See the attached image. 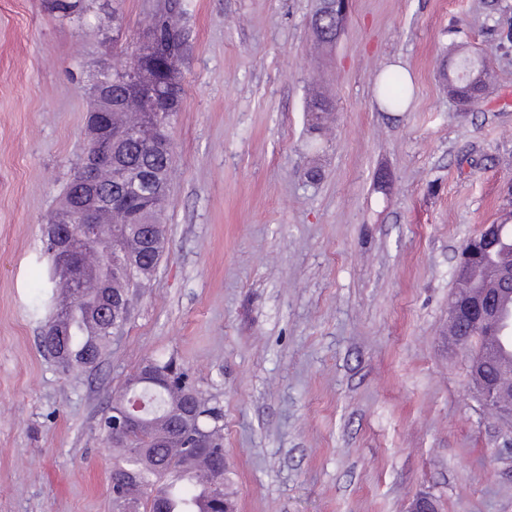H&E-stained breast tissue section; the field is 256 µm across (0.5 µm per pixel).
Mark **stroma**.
Returning <instances> with one entry per match:
<instances>
[{
	"instance_id": "obj_1",
	"label": "stroma",
	"mask_w": 512,
	"mask_h": 512,
	"mask_svg": "<svg viewBox=\"0 0 512 512\" xmlns=\"http://www.w3.org/2000/svg\"><path fill=\"white\" fill-rule=\"evenodd\" d=\"M187 0L167 245L90 372L65 373L42 226L80 162L82 70L119 67L96 21L0 0V512H116L100 426L147 360L172 358L223 414L237 512H512V430L448 343L455 257L512 218V0ZM491 73L462 110L442 62ZM413 77L384 111L389 65ZM328 96L319 150L306 106ZM319 162L323 177L304 172Z\"/></svg>"
}]
</instances>
